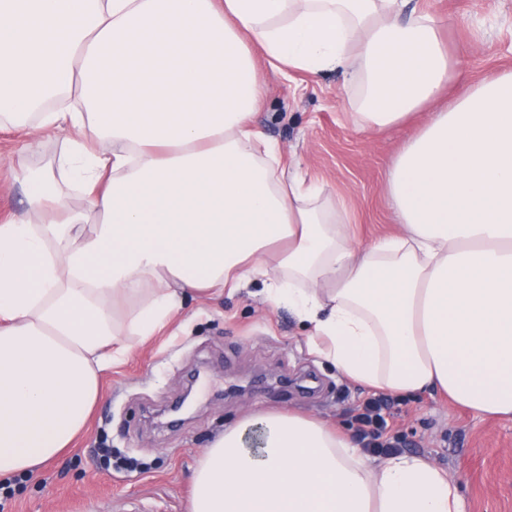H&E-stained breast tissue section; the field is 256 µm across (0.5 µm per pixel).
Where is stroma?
I'll use <instances>...</instances> for the list:
<instances>
[{
    "label": "stroma",
    "mask_w": 512,
    "mask_h": 512,
    "mask_svg": "<svg viewBox=\"0 0 512 512\" xmlns=\"http://www.w3.org/2000/svg\"><path fill=\"white\" fill-rule=\"evenodd\" d=\"M443 20L459 64L458 88L512 69V0H420ZM354 88L329 73H266L258 120L289 166L343 198L359 245L401 230L385 196L399 148L427 119L382 133L361 131L346 114ZM73 132L60 128L33 152L20 133L0 130V224L23 206L19 162L59 158ZM193 388L191 416L162 426L157 413ZM103 397L72 448L15 486L1 512H188L191 474L226 425L266 410L297 412L354 430L372 392L312 353L288 306L270 307L245 289L185 301L173 322L136 344L102 376ZM389 422L407 452L427 457L459 486L465 512H512V420L477 414L432 391L399 396ZM112 451L104 462L98 448Z\"/></svg>",
    "instance_id": "stroma-1"
}]
</instances>
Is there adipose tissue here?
I'll return each instance as SVG.
<instances>
[{
  "label": "adipose tissue",
  "instance_id": "adipose-tissue-1",
  "mask_svg": "<svg viewBox=\"0 0 512 512\" xmlns=\"http://www.w3.org/2000/svg\"><path fill=\"white\" fill-rule=\"evenodd\" d=\"M268 68L348 76L368 131L430 108L387 176L403 232L356 246L289 172L257 122ZM457 74L417 0H0V126L76 133L57 167L20 166L0 225V476L73 445L102 372L188 296L256 282L345 378L512 419V71L451 97ZM189 512L465 506L424 457L261 411L206 449Z\"/></svg>",
  "mask_w": 512,
  "mask_h": 512
}]
</instances>
